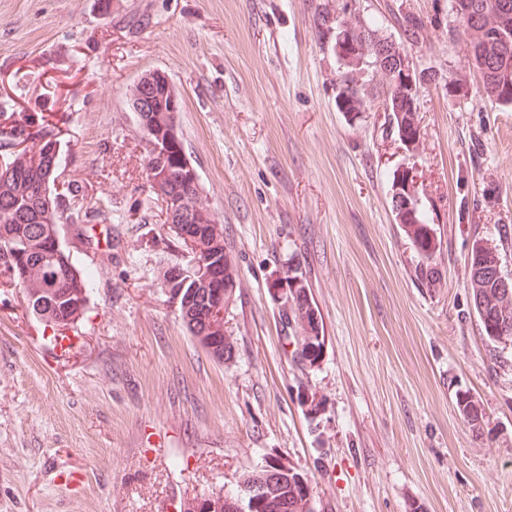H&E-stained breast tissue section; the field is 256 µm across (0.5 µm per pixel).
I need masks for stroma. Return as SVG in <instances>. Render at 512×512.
Instances as JSON below:
<instances>
[{
  "instance_id": "1",
  "label": "stroma",
  "mask_w": 512,
  "mask_h": 512,
  "mask_svg": "<svg viewBox=\"0 0 512 512\" xmlns=\"http://www.w3.org/2000/svg\"><path fill=\"white\" fill-rule=\"evenodd\" d=\"M435 81L417 98V192L441 239L438 287L392 212L405 155L382 113L336 106L338 63L315 8L336 0H0V127L50 117L56 187L87 231L61 243L94 281L65 331L0 286V512H180L282 461L316 512H512V342L483 335L475 236L512 275V107L483 92L448 0H356ZM178 126L237 270L214 361L162 291L184 254L144 168L129 93L147 70ZM300 265L325 334L293 360L271 276ZM485 408L482 431L458 392ZM457 408L464 420L479 431L484 419L485 409L481 403L467 392L459 393L456 399Z\"/></svg>"
}]
</instances>
